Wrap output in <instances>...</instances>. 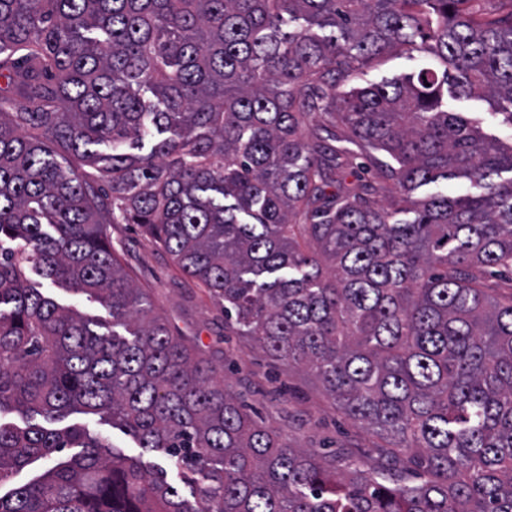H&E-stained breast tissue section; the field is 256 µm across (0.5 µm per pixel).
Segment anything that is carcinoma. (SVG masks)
Masks as SVG:
<instances>
[{
    "label": "carcinoma",
    "mask_w": 512,
    "mask_h": 512,
    "mask_svg": "<svg viewBox=\"0 0 512 512\" xmlns=\"http://www.w3.org/2000/svg\"><path fill=\"white\" fill-rule=\"evenodd\" d=\"M391 54L438 64L341 90ZM0 78V105L26 100L0 121V415L27 420L0 421V486L44 467L0 512H512V292L491 288L512 279V135L448 110L477 94L512 129V0H0ZM109 224L144 227L422 482L259 425L153 314ZM74 414L184 486L53 427ZM30 277L32 280L41 283L40 288H44L42 291L47 296L54 298L61 305L69 306L82 315L99 319L106 327L112 330V318L98 302L90 300L86 295L70 293L64 288L52 284L49 280H44L32 273H30ZM71 421H78L85 424L88 429L95 434H101L108 438L112 445L122 453L128 456H139L143 453L142 448H138L134 439L119 429H113L112 425L99 420V417H87L75 414L69 418ZM68 420V421H69Z\"/></svg>",
    "instance_id": "carcinoma-1"
}]
</instances>
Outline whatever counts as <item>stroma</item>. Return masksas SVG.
Here are the masks:
<instances>
[{
  "label": "stroma",
  "mask_w": 512,
  "mask_h": 512,
  "mask_svg": "<svg viewBox=\"0 0 512 512\" xmlns=\"http://www.w3.org/2000/svg\"><path fill=\"white\" fill-rule=\"evenodd\" d=\"M428 62L425 56L412 62L392 55L356 72L348 84L363 87ZM108 233L124 269L148 292L156 316L223 375L230 392L263 426L295 448L327 447L344 456L374 458L379 443L374 434L339 411L312 374L289 368L236 335L224 321L222 304L140 225L112 224Z\"/></svg>",
  "instance_id": "35a3bbf8"
}]
</instances>
